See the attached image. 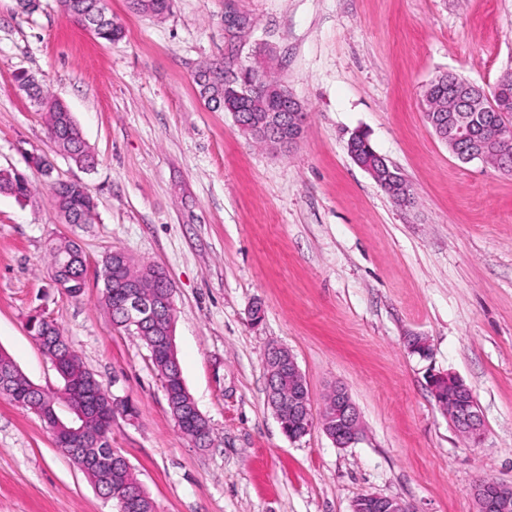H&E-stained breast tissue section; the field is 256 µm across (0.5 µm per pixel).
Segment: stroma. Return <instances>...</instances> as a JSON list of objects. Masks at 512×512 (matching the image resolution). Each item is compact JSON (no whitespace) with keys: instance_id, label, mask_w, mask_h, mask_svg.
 I'll return each instance as SVG.
<instances>
[{"instance_id":"1","label":"stroma","mask_w":512,"mask_h":512,"mask_svg":"<svg viewBox=\"0 0 512 512\" xmlns=\"http://www.w3.org/2000/svg\"><path fill=\"white\" fill-rule=\"evenodd\" d=\"M108 7L122 36L102 42L57 0L31 14L0 0V169L32 188L0 194V350L60 390L28 331L32 315L49 316L95 378L132 400L137 416L113 423L111 445L156 512H351L370 493L416 512H477L479 479L512 486V175L456 159L422 108L439 73L489 91L512 72V0H173L159 20L127 0ZM210 63L229 76L265 65L306 109L301 140L273 149L211 109L193 81ZM22 74L72 112L94 169L57 151ZM357 131L408 179L412 206L349 157ZM31 152L51 176L29 166ZM57 179L87 186L93 223H64ZM53 238L85 255L80 297L51 279ZM113 250L173 284L177 355L207 449L180 433L146 346L112 324L98 272ZM416 334L429 358L409 352ZM272 344L293 353L314 407L346 387L358 443L283 434L266 398ZM431 370L471 387L481 443L436 406ZM0 512H115L44 421L1 396Z\"/></svg>"}]
</instances>
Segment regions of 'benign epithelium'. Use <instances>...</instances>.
I'll list each match as a JSON object with an SVG mask.
<instances>
[{"instance_id": "obj_1", "label": "benign epithelium", "mask_w": 512, "mask_h": 512, "mask_svg": "<svg viewBox=\"0 0 512 512\" xmlns=\"http://www.w3.org/2000/svg\"><path fill=\"white\" fill-rule=\"evenodd\" d=\"M489 98L482 89L467 83L462 93L453 95L448 105L440 106L441 111L474 112L478 100ZM482 114L474 112L468 120L450 128L446 121L433 123L438 139L446 144L450 152L459 160L469 162L485 158L475 150L476 129L481 124ZM236 123L246 131L260 130L271 143L298 142L304 133L303 107L293 96L287 98L286 108L273 111L267 106L252 109L248 113L236 114ZM357 134L348 140V152L358 166L371 174L381 171L382 181L389 184L395 195V201L404 207L410 196V184L398 169L390 166L386 159L377 156L376 165L367 166L360 162L354 151ZM141 284L135 279L126 281L125 315L127 324L143 329L152 322L158 312V305L167 309L174 307L173 287H168L160 303L145 299L139 292ZM267 370V401L278 423H283V415H288V424L295 431H284L290 440H299L309 434L315 426H320L327 437L338 448H348L357 443L362 436L360 413L348 391L335 387L327 397L328 406L324 407L320 417H315L305 377L300 371L295 357L288 349L279 346L269 347V356L265 358ZM427 386L437 406L455 426L462 436L480 443L484 434L482 411L473 401L472 389L459 377L445 372L431 373L427 377ZM478 512H512V489L492 479L473 489ZM352 512H414L412 506L398 497L367 494L356 499Z\"/></svg>"}]
</instances>
